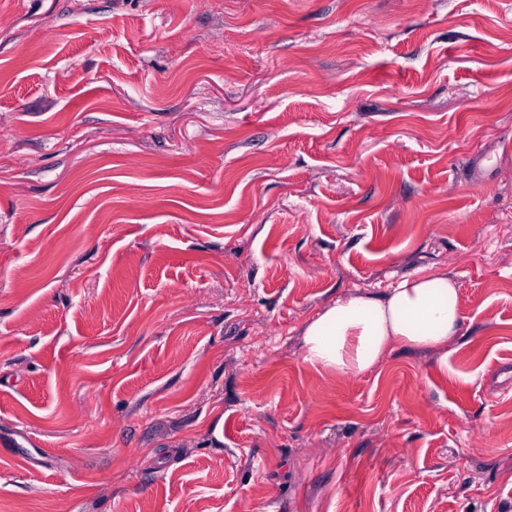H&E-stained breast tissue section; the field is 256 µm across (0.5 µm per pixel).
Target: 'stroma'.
I'll return each instance as SVG.
<instances>
[{
	"label": "stroma",
	"mask_w": 512,
	"mask_h": 512,
	"mask_svg": "<svg viewBox=\"0 0 512 512\" xmlns=\"http://www.w3.org/2000/svg\"><path fill=\"white\" fill-rule=\"evenodd\" d=\"M0 512H512V0H0ZM459 288L448 272L407 277L384 293L354 291L316 313L302 332L304 360L359 374L396 351L437 353L460 336Z\"/></svg>",
	"instance_id": "35a3bbf8"
}]
</instances>
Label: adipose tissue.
I'll return each mask as SVG.
<instances>
[{"instance_id": "ef3b65f1", "label": "adipose tissue", "mask_w": 512, "mask_h": 512, "mask_svg": "<svg viewBox=\"0 0 512 512\" xmlns=\"http://www.w3.org/2000/svg\"><path fill=\"white\" fill-rule=\"evenodd\" d=\"M459 289L448 273L407 277L382 293L342 295L316 313L302 332L311 365L359 374L396 351L437 353L459 336Z\"/></svg>"}]
</instances>
